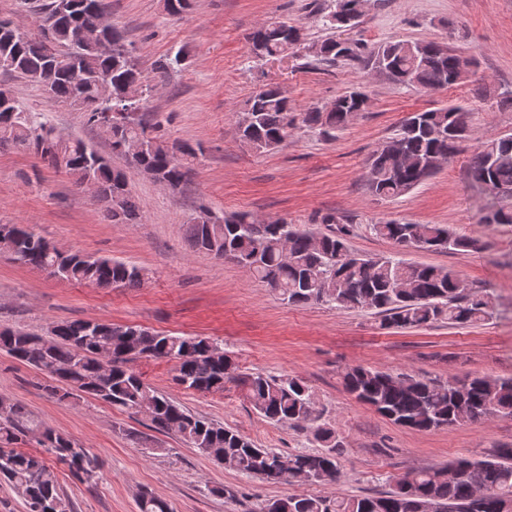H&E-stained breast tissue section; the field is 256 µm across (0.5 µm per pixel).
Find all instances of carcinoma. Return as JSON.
I'll return each mask as SVG.
<instances>
[{
    "mask_svg": "<svg viewBox=\"0 0 512 512\" xmlns=\"http://www.w3.org/2000/svg\"><path fill=\"white\" fill-rule=\"evenodd\" d=\"M356 2L332 0L322 23L334 35L313 45L316 61L357 63L398 86L425 92L454 84L456 73H466L475 65L474 57L452 52L436 41H387L369 47L347 37L357 24L347 22L344 11ZM101 4L102 0H41L35 9L37 30L32 32L0 18V69L40 83L51 100L74 107L96 127L105 113H112V153L121 154L127 141H136L138 149L130 154L134 168L153 171L158 180L175 189L197 159V151L187 144H169L161 134V122L145 118L143 110L152 87L142 80L137 59L123 54L124 36L104 21ZM293 30L286 21L257 26L249 36L254 59L283 60L296 54ZM186 60V54L179 51L159 60L156 70L166 75L182 69ZM5 100L10 105L0 107V144L11 142L33 152L79 184L90 177L106 196L118 192V198L107 205L112 223H137L139 208L127 194L126 172L112 168L108 157L82 140L66 138L39 122L22 109L10 89L0 87V102ZM367 105L366 93L353 89L325 107L297 114L278 87L266 84L248 100L236 134L244 146L259 152L288 141L303 126L333 137ZM466 117L462 105L412 113L371 156L366 172L370 191L381 198H399L438 171L435 159L445 157L452 162L469 138ZM469 177L501 200L484 223L512 224V134L484 142ZM373 231L392 241L397 251L389 257L365 258L348 248L343 228L323 233L285 219L256 220L246 213L218 217L204 211L192 219L190 239L197 249L232 259L290 305L367 308L381 314L385 325L393 328H419L439 320L472 325L489 317L491 303L482 290L449 269L403 258L408 249H469L474 239L444 224L402 220L375 224ZM6 237L12 243L7 253L13 261L48 270L62 281L134 286L143 277L140 268L123 261L63 252L29 224L8 225ZM136 332L141 334L138 355L177 361L175 380L186 389L222 391L225 383L234 382L252 408L272 422L306 425L318 420L312 394L302 379L238 373L222 348L208 337L76 319L53 325L48 340L19 330H1L0 350L49 377L42 388L60 402L72 404L87 395L135 415L144 407L155 431L176 434L205 455L222 456L229 467L267 483H313L320 473H338L344 444L330 426L313 429L324 451L286 456L259 448L202 415L186 412L128 366L132 357L127 336ZM343 383L358 401L393 423L420 431L512 416V378L450 377L437 382L355 366L345 371ZM25 415L24 407L15 403L0 423V480L8 482L27 507L38 502L42 512H71L43 454L58 461L69 458L68 471L81 482L95 477L98 459L68 436L33 424ZM31 435L38 438L45 453L14 448ZM284 457L292 464L288 475L281 466ZM391 481L393 489L382 495L286 493L272 503L282 505L278 512H512V447L499 448L486 459H458L394 475ZM137 506L138 512H173L165 499L148 491L140 494Z\"/></svg>",
    "mask_w": 512,
    "mask_h": 512,
    "instance_id": "carcinoma-1",
    "label": "carcinoma"
}]
</instances>
